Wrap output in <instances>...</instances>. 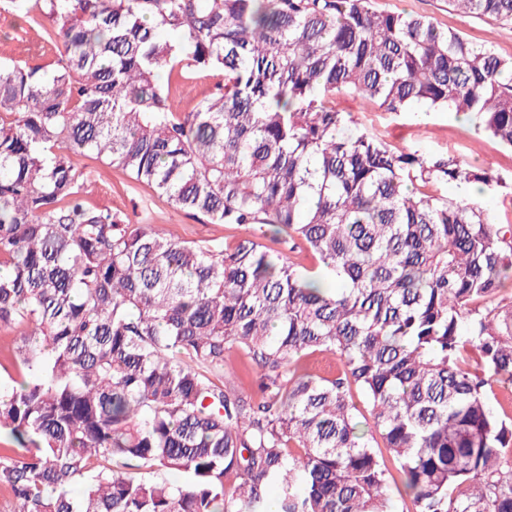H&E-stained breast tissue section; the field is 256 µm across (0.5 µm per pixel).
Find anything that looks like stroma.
Masks as SVG:
<instances>
[{"label":"stroma","mask_w":512,"mask_h":512,"mask_svg":"<svg viewBox=\"0 0 512 512\" xmlns=\"http://www.w3.org/2000/svg\"><path fill=\"white\" fill-rule=\"evenodd\" d=\"M372 7L385 13L428 17L440 28L461 32L474 43L491 46L501 57L512 58V27L462 16L448 0H372ZM37 37V30L17 17L7 0H0V70L27 62L24 49ZM336 106L351 113L360 128L393 147L414 146L429 154L450 153L468 164L489 168L494 182L479 200L493 223L512 224V152L478 132L474 120L462 121L446 111L386 112L368 101L346 96L338 97ZM74 162L87 179V201L111 206L128 223L146 222L156 230L194 242L234 240L245 234L244 229L210 224L203 217L176 209L150 187L134 182L95 155H79Z\"/></svg>","instance_id":"1"}]
</instances>
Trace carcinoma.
I'll list each match as a JSON object with an SVG mask.
<instances>
[{
    "label": "carcinoma",
    "instance_id": "1",
    "mask_svg": "<svg viewBox=\"0 0 512 512\" xmlns=\"http://www.w3.org/2000/svg\"><path fill=\"white\" fill-rule=\"evenodd\" d=\"M8 2L48 24L28 56L60 47L0 75V327L26 326V379L0 389L16 512H269L275 488L276 512H393L367 414L414 512H512V418L491 399L512 384V228L442 193L493 177L336 109L473 114L512 149V60L370 0ZM449 3L512 26V0ZM193 73L216 92L176 112ZM86 152L252 234L127 224L84 199ZM234 348L257 400L226 385ZM316 352L342 371L299 372Z\"/></svg>",
    "mask_w": 512,
    "mask_h": 512
}]
</instances>
